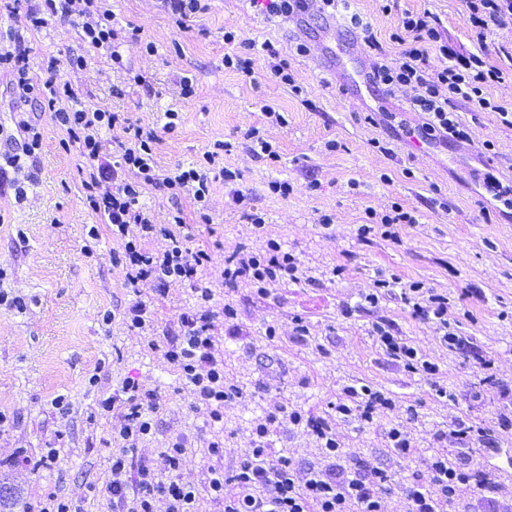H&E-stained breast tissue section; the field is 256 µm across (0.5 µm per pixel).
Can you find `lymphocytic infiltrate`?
<instances>
[{
    "mask_svg": "<svg viewBox=\"0 0 512 512\" xmlns=\"http://www.w3.org/2000/svg\"><path fill=\"white\" fill-rule=\"evenodd\" d=\"M467 6L479 43L490 27L512 19V0H467ZM5 9L18 24L7 45H0V70L11 75L10 98L18 105L39 102L78 150L86 199L115 241L112 262L123 268L125 284L136 296L122 316L124 323L138 330L148 349L178 372L193 405L205 408L210 426L223 424L225 402L242 398L243 392L226 382L224 359L215 350L216 317L229 322L237 313L228 305L214 311V288L220 282L230 286L244 281L257 294H268L271 284L295 277L298 267L294 257L276 243L258 252L244 246L225 258L220 275L207 272L208 253L190 250L186 245L182 209H174L168 224L160 226L154 224L143 196L147 188L161 187L171 200L185 196L197 206H205L212 174L229 181L236 178L235 172L221 166L228 142H215L202 162L163 170L157 165L156 154L163 135L174 133L179 126L176 110L160 113L153 125H135L125 113L86 105L68 83L53 78L39 86L30 82L31 49L23 33L42 30L53 20L81 29L83 40L95 52L109 57L116 68H123V48L128 39L136 37L137 29L122 25L111 0H39L35 5L28 0H7ZM393 39L402 50L398 57L382 58L373 69V79L390 92L410 89L411 109L424 116L419 128L424 138L443 144L466 142L467 134L454 109L458 100L476 111L496 112L503 124L512 126V108L484 94L486 87L504 80L505 70L489 62L484 51L466 56L452 52L442 37L439 20L430 11L404 13ZM435 53L442 65L433 73L429 62ZM116 127L122 128L128 139L121 144L116 160L109 162L103 157V133ZM158 233L167 237L168 246L154 253L146 249L145 243ZM172 280L187 282L195 302L191 310L181 314L177 334L161 335L150 302L140 299L139 294L146 285ZM394 293L412 307L415 315L437 326L446 346L467 351L468 340L451 330L448 323L447 297L426 294L417 284L402 289L397 279L382 278L375 281L365 300L374 306L380 298ZM373 331L394 362L412 372H433V365L421 362L417 351L394 334L390 325L376 324ZM391 405V398L364 384L347 387L336 411L369 422L376 408ZM157 407L156 391L130 377L122 381L117 393L101 401V410L117 412L119 419L112 437L119 441L120 448L112 455V480L106 492L119 512H157L160 502L165 505L164 512H199L195 485L181 479L183 439L171 441L156 459L133 457L139 444L152 433ZM287 422L308 423L321 443L324 467L308 469L301 475L288 458H271L264 442L269 427ZM252 435V450L235 472L225 473L217 465L207 469L208 492L218 512H387L386 473L360 461L339 465V444L324 420L307 421L298 411L278 405L254 424ZM497 489L496 473L476 469L468 449L454 456L436 454L413 472L405 490L406 512H447L452 505L459 512H470L469 500L473 497L495 505Z\"/></svg>",
    "mask_w": 512,
    "mask_h": 512,
    "instance_id": "obj_1",
    "label": "lymphocytic infiltrate"
}]
</instances>
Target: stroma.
<instances>
[{
    "label": "stroma",
    "mask_w": 512,
    "mask_h": 512,
    "mask_svg": "<svg viewBox=\"0 0 512 512\" xmlns=\"http://www.w3.org/2000/svg\"><path fill=\"white\" fill-rule=\"evenodd\" d=\"M384 4L353 0L351 10L370 23L387 56L400 51L389 36L403 13L423 10L440 18L449 47L474 51L465 0H397L389 11ZM115 9L139 30V41L124 48L127 70L113 69L100 55L85 68L70 67L79 38L62 24L26 33L37 60L32 82L57 77L79 89L85 103L128 113L144 125L159 112L178 110L177 132L164 136L157 151V164L166 170L194 162L215 141L231 142L224 164L239 177L213 181L209 223L201 222L196 204L181 202L188 247L206 250L210 268L219 269L240 245L262 250L273 240L299 263L297 278L274 285L266 296L246 283L217 290L237 317L217 321L215 349L224 356L225 378L244 392L224 405V456L217 462L234 469L251 446L255 421L283 404L328 421L348 457L385 469L387 510L403 512L411 473L431 455L454 454L460 443L449 428L466 419L494 434L493 450H477L475 463L497 473L498 498L512 503V429L500 426L502 417H512V220L503 216V203L486 199L472 175L486 169L512 184V127L497 113L473 112L460 102L468 144L413 153L391 134L423 121L405 92H397L400 108L388 123L352 111L333 77L297 54L294 23L267 19L248 0H212L185 32L161 0H117ZM228 28L242 41H271L287 60L293 85L271 78L258 54L253 77L225 68ZM145 42L153 43L155 54L142 52ZM138 74L149 78V86L135 83ZM185 77L195 88L187 99L179 95ZM268 105L283 113L285 123L267 122ZM25 111L40 128L42 149L23 170L0 176V291L26 303L20 311L0 309V413L7 417L0 425V485L19 493L15 512L51 494L78 501L83 512H112L105 489L117 417L99 403L132 377L159 397L155 430L138 455L157 458L172 439L186 437L181 477L195 485L202 512H212L206 468L215 461L206 445L218 432L206 410L193 407L176 371L144 350L142 336L122 322L134 296L112 263L107 227L100 226L98 239L87 235L98 218L85 200L80 155L62 148L63 133L49 113L34 104ZM254 128L278 151V162L251 153L246 134ZM276 180L292 185L288 197L270 191ZM238 193L262 213V232H254L233 203ZM397 203L417 218L399 226V242L360 233L369 214L384 215ZM325 214L332 219L327 230L319 222ZM391 276L401 287L418 282L448 296V318L471 338L476 356L446 348L435 325L413 317L399 298L362 308L375 280ZM143 297L153 305L161 334L177 332L181 313L193 304L188 284L177 280L160 292L145 287ZM107 310L116 318L106 326L101 315ZM378 322L391 323L437 374H413L391 362L373 334ZM299 324L307 331L302 340L295 335ZM482 357L490 360L489 371L481 370ZM362 384L395 402L370 424L334 409L345 388ZM440 385L447 397L437 394ZM60 396L66 399L62 408L55 404ZM394 428L407 432L416 455L391 454ZM48 448L57 449L56 459L33 469ZM268 448L301 471L324 462L316 435L303 424L272 425ZM20 450L30 465H12Z\"/></svg>",
    "instance_id": "35a3bbf8"
}]
</instances>
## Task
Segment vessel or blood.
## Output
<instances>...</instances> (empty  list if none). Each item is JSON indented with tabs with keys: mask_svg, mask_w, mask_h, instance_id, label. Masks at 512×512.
I'll list each match as a JSON object with an SVG mask.
<instances>
[{
	"mask_svg": "<svg viewBox=\"0 0 512 512\" xmlns=\"http://www.w3.org/2000/svg\"><path fill=\"white\" fill-rule=\"evenodd\" d=\"M309 54L320 70L332 74L351 106L366 109L363 89L373 67L357 37L343 29L335 14L323 15L322 33L310 41Z\"/></svg>",
	"mask_w": 512,
	"mask_h": 512,
	"instance_id": "1",
	"label": "vessel or blood"
}]
</instances>
